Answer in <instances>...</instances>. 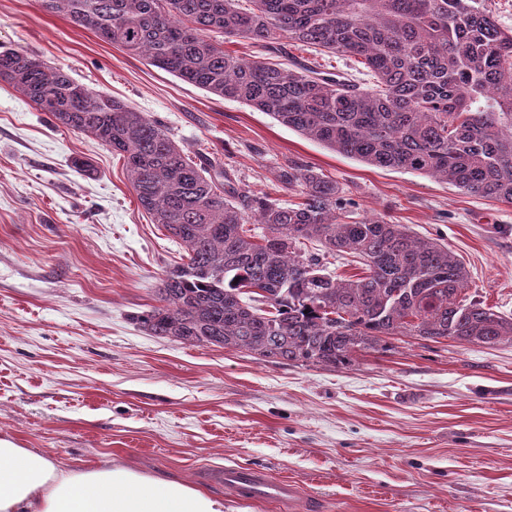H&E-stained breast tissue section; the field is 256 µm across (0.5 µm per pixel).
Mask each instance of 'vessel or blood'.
<instances>
[{
  "label": "vessel or blood",
  "instance_id": "b4317fda",
  "mask_svg": "<svg viewBox=\"0 0 512 512\" xmlns=\"http://www.w3.org/2000/svg\"><path fill=\"white\" fill-rule=\"evenodd\" d=\"M220 478L226 488L240 494L280 503L288 512H303L305 508V501L294 484L272 480L263 470L228 466L221 472Z\"/></svg>",
  "mask_w": 512,
  "mask_h": 512
}]
</instances>
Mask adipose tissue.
Wrapping results in <instances>:
<instances>
[{
  "label": "adipose tissue",
  "instance_id": "1",
  "mask_svg": "<svg viewBox=\"0 0 512 512\" xmlns=\"http://www.w3.org/2000/svg\"><path fill=\"white\" fill-rule=\"evenodd\" d=\"M0 512H224V501L118 462L67 469L0 437Z\"/></svg>",
  "mask_w": 512,
  "mask_h": 512
}]
</instances>
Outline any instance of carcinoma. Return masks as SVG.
I'll use <instances>...</instances> for the list:
<instances>
[{
    "label": "carcinoma",
    "mask_w": 512,
    "mask_h": 512,
    "mask_svg": "<svg viewBox=\"0 0 512 512\" xmlns=\"http://www.w3.org/2000/svg\"><path fill=\"white\" fill-rule=\"evenodd\" d=\"M185 83L264 112L368 165L417 172L512 203V30L485 0H38ZM265 52L282 39L354 57L370 79L245 59L211 34ZM59 125L119 155L137 199L187 261L165 271L159 305L134 319L154 336L327 368L387 336L484 346L512 342V317L466 295L448 246L382 218L349 220L338 187L288 161L287 206L233 184L156 121L23 50L0 51V83ZM250 224L264 226L254 234ZM306 241L358 272H327Z\"/></svg>",
    "instance_id": "obj_1"
}]
</instances>
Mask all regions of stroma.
<instances>
[{
  "label": "stroma",
  "instance_id": "35a3bbf8",
  "mask_svg": "<svg viewBox=\"0 0 512 512\" xmlns=\"http://www.w3.org/2000/svg\"><path fill=\"white\" fill-rule=\"evenodd\" d=\"M0 44L160 122L243 190L287 205L298 195L281 167L315 168L354 220L445 243L468 295L512 315V203L340 155L37 0H0ZM278 61L366 73L297 46ZM184 253L140 207L123 159L0 83V437L66 468L115 460L176 477L222 496L224 512H281L214 477L232 463L298 485L305 512H512V344L390 336L329 369L150 335L135 317Z\"/></svg>",
  "mask_w": 512,
  "mask_h": 512
}]
</instances>
